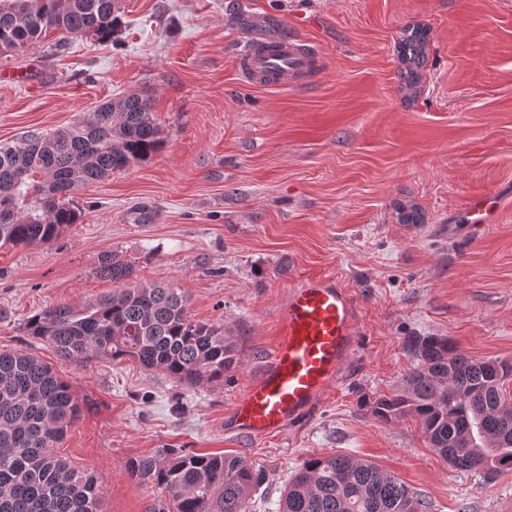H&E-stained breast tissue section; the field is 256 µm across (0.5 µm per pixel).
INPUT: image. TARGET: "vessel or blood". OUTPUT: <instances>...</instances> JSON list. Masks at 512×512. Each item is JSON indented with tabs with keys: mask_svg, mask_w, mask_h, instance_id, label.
<instances>
[{
	"mask_svg": "<svg viewBox=\"0 0 512 512\" xmlns=\"http://www.w3.org/2000/svg\"><path fill=\"white\" fill-rule=\"evenodd\" d=\"M318 56L305 41L250 34L237 64L250 81L272 74L276 85L288 86L312 77ZM501 209L497 195L479 194L465 205L462 220L487 228L497 222ZM355 321L354 297L335 276L309 275L290 285L278 311L275 345L261 375L237 397L226 430L263 440L307 415L339 383L355 346Z\"/></svg>",
	"mask_w": 512,
	"mask_h": 512,
	"instance_id": "1",
	"label": "vessel or blood"
}]
</instances>
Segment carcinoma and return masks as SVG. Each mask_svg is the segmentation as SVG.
I'll return each instance as SVG.
<instances>
[{
	"label": "carcinoma",
	"instance_id": "obj_1",
	"mask_svg": "<svg viewBox=\"0 0 512 512\" xmlns=\"http://www.w3.org/2000/svg\"><path fill=\"white\" fill-rule=\"evenodd\" d=\"M118 0H0V52L21 51L50 31L62 40L112 41ZM426 32L399 42L408 87L421 80ZM149 96L100 103L77 123L30 133L0 146V248L43 246L82 219L72 194L161 148ZM100 271L127 281L133 265L115 253ZM28 335L69 362L131 358L180 384L218 380L233 362L224 328L193 319L178 289L135 285L89 307L45 309L26 323ZM411 366L391 396L372 403L385 422L410 416L428 445L455 470L490 482L512 471V363L478 360L444 336H410ZM80 414L70 384L28 352H0V512H98L96 479L72 468L55 448ZM129 475L163 492L146 512H248L263 474L241 455L169 449L133 458ZM279 512H429V504L396 476L343 454L311 455L288 480Z\"/></svg>",
	"mask_w": 512,
	"mask_h": 512
}]
</instances>
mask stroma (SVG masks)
<instances>
[{"label": "stroma", "mask_w": 512, "mask_h": 512, "mask_svg": "<svg viewBox=\"0 0 512 512\" xmlns=\"http://www.w3.org/2000/svg\"><path fill=\"white\" fill-rule=\"evenodd\" d=\"M119 15L107 45L53 31L0 53V145L142 92L165 131L158 152L76 191L84 216L52 244L0 249V351L33 353L70 383L81 413L58 453L97 478L100 512H145L159 492L125 463L166 448L262 467L249 512H278L303 459L337 451L396 475L430 512H512V472L488 484L455 470L414 418L384 423L365 406L401 387L408 336L512 361V0H120ZM301 15L319 21L307 33L317 74L292 87L244 80V21L280 35ZM414 25L428 31L427 58L408 89L396 44ZM480 192L503 207L470 234L461 213ZM143 203L147 224L133 219ZM401 203L421 223H401ZM106 252L133 264V283L173 285L194 320L223 326V379L186 386L128 359L68 362L27 336L34 314L117 289L97 273ZM314 274L356 300L340 384L278 437L227 433L289 284Z\"/></svg>", "instance_id": "1"}]
</instances>
